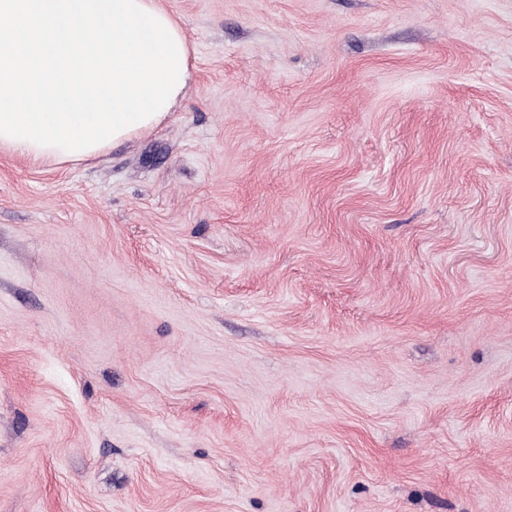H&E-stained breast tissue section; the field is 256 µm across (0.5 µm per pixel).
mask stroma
<instances>
[{
    "label": "stroma",
    "instance_id": "stroma-1",
    "mask_svg": "<svg viewBox=\"0 0 512 512\" xmlns=\"http://www.w3.org/2000/svg\"><path fill=\"white\" fill-rule=\"evenodd\" d=\"M192 77L0 149V512H512V0H162ZM134 1H136V3H140L143 6L155 11L157 13V15L161 14V16L163 18H165V20L169 21L168 23H169V25L172 26V29H174L175 35H177V39H179V38L181 39L183 51H184L185 57H186L185 65L187 67V72L184 73L185 70L183 71V73L185 74V79H184L183 83L186 82V84H184L185 85L184 88L179 89V92L177 91L175 98H173L172 100L170 98L172 107L169 106L170 109L169 108L166 109V112H163L164 114H162V112H161L160 114L162 116H160V115L156 116V118H154L153 121L151 120L152 118H150L149 123L146 126L143 125V127L140 126L141 128H135L133 131H129L126 134L119 136L117 139H114V141L111 142L109 145H105V146L102 145L104 147H102L101 149L96 147L95 151L93 150L90 153H87L84 155H82V154L81 155H73L72 157L64 156L63 152L60 150V148L49 147L50 149L43 148L44 149L43 150L41 148H37L36 145L29 144V141H26V143H25V140L21 141V143H20V141H19V143L17 141L15 143L13 140L9 139V141H8L7 139H5L4 137H1V136H0V149L2 148V149L9 150L20 157L26 158V159L31 160L36 163H44V162H53V163H57V164L78 163V162H83V161L97 157L98 155H100V154L104 153L106 150H108L111 146L113 147L114 145L119 144L123 141L129 140L132 137H135L142 133L151 131L155 127L162 124L170 116L172 110L176 107L179 100L182 98L185 88L190 79V71H191L192 66H191V56H190V48H189L188 40H187L183 26H182L181 22L179 21V19L176 18L172 13H170L169 11L164 9L160 3V0H134ZM157 15L155 16V19H157ZM169 25H167V27H169ZM183 65H184V63H183ZM185 65H184V67H185Z\"/></svg>",
    "mask_w": 512,
    "mask_h": 512
}]
</instances>
